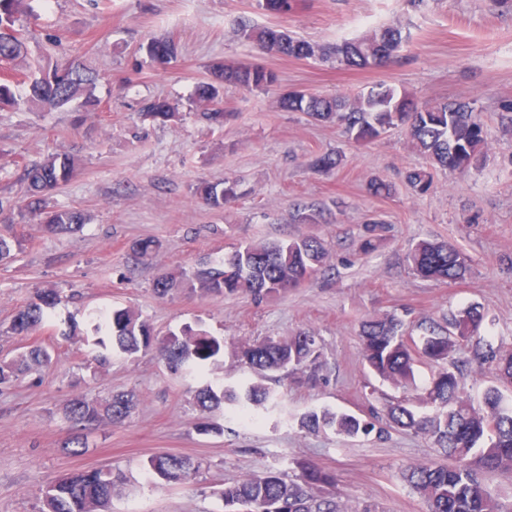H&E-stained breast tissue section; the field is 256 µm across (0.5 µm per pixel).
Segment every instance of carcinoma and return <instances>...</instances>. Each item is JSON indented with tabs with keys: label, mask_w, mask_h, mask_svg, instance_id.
<instances>
[{
	"label": "carcinoma",
	"mask_w": 512,
	"mask_h": 512,
	"mask_svg": "<svg viewBox=\"0 0 512 512\" xmlns=\"http://www.w3.org/2000/svg\"><path fill=\"white\" fill-rule=\"evenodd\" d=\"M23 0H0V61L24 63L25 44L15 29L16 14ZM258 6L270 14H286L292 0H258ZM238 32L256 44L265 54L294 59L333 58L349 68H387L399 61L407 37L394 26L375 30L357 40L323 47L286 31L258 28L247 20L238 24ZM158 63L166 64L174 56V43L155 37L146 46ZM96 77L80 64L57 65L28 84L22 94L10 83H0V107L29 105L36 109H59L77 98L89 106L98 105L94 95ZM280 83L279 75L259 64L218 63L210 79L198 86L196 101L203 115L221 123L235 116L224 110V90L270 91ZM280 108L302 112L318 122L334 123L341 133L356 142H371L391 129H403L413 148L430 161L405 174L408 184L424 194L433 186L435 167L466 171L487 144V129L474 115L472 102L419 103L404 91L386 82L371 86L353 97L323 95L300 91L282 93ZM152 118H168L174 107L165 99H154L143 107ZM77 171V161L68 154L52 153L26 168L23 180L29 194L27 214L48 233H67L86 223L87 214L79 209H48L46 196L68 182ZM373 197H388L392 185L372 179L365 185ZM198 198L210 208H222L236 198L234 184L226 181L206 184L197 189ZM383 226L378 222L363 225L359 251L368 254L379 241ZM23 249V239L0 236V257L13 260ZM329 249L319 238L303 236L288 240L250 242L240 245L205 269H182L158 277L153 292L167 296L175 288H188L201 297L244 294L255 300L286 293L310 282L326 265ZM413 272L426 280L463 279L471 269V258L449 241L423 240L408 254ZM60 297L41 291L15 312L10 332L25 337L38 327L52 322L51 309ZM485 313L468 306L448 316L442 326L424 320L421 347L406 339L403 321L396 317H370L362 325V357L381 379L404 387L414 381L417 357L438 365L430 384L424 389L423 403L433 406L421 412L406 400L388 404L384 413L367 415L310 409L302 413L298 426L308 432L330 429L350 438L373 432L382 436L391 430L411 431L429 437L437 450L453 465L439 461L417 463L403 473L409 487L421 495L428 512H512V501L489 491L482 474L489 471L512 474V407L504 402L502 388L512 386V351L478 336ZM90 334L82 337L93 346L92 360L99 366L114 355L131 358L142 350L156 348L169 368L176 372L202 374L205 361L217 356L223 342L204 331L183 329L155 342L149 325L131 308L101 312L89 320ZM467 349L469 361L492 367L496 384L489 386L476 405L462 387L458 354ZM232 355L260 378L273 373L307 374L315 380L323 367L322 353L314 331L305 329L285 338L267 336L244 342ZM52 363V355L42 344L23 347L15 357L0 360V384ZM202 411L227 407L228 414L247 415L260 421L273 410L275 399L261 382L238 385L207 382L195 393ZM136 406L135 396L119 392L106 401L77 399L65 410L69 428L62 448L70 455H81L88 448V436L104 422L125 420ZM201 463L179 454H158L145 462L149 475L159 485L186 483L199 472ZM122 472L110 468L75 470L46 485L39 498L38 512H112V499L123 484ZM330 476L307 466L303 474L290 479L267 470L224 484V512H379L374 503L351 507L323 489Z\"/></svg>",
	"instance_id": "carcinoma-1"
}]
</instances>
